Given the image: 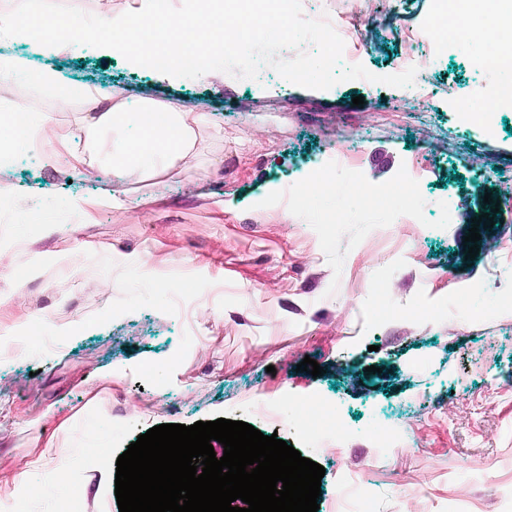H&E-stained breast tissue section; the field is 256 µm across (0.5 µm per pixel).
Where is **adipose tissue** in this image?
<instances>
[{"label":"adipose tissue","instance_id":"ef3b65f1","mask_svg":"<svg viewBox=\"0 0 512 512\" xmlns=\"http://www.w3.org/2000/svg\"><path fill=\"white\" fill-rule=\"evenodd\" d=\"M478 9V0H458V12L478 49L474 62L507 74L496 96L473 112V121L481 123L499 110L502 99L512 96V30L479 16ZM0 81L48 91L62 102L77 97L88 107L73 134L56 133L48 114L0 108V129L5 132L0 153L16 146L37 153L44 163L54 165L65 159L76 168L109 162L114 196L121 191V179L129 176L149 184L169 172L186 174V160L195 152L202 129L211 123L206 113L175 101H120L110 111H99L97 93L90 86L64 80L24 56L0 61Z\"/></svg>","mask_w":512,"mask_h":512}]
</instances>
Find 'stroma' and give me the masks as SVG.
Listing matches in <instances>:
<instances>
[{
  "label": "stroma",
  "instance_id": "stroma-1",
  "mask_svg": "<svg viewBox=\"0 0 512 512\" xmlns=\"http://www.w3.org/2000/svg\"><path fill=\"white\" fill-rule=\"evenodd\" d=\"M357 7L356 63L404 71L403 41L421 37L432 0ZM19 54L99 88L101 109L182 100L212 124L189 177L132 178L117 201L105 166L76 175L22 150L0 165L12 214L0 223V504L62 512L76 497L82 512H119L116 461L138 435L225 418L322 465L323 506L340 495L344 512H512V111L469 118L497 70L422 37L404 89L315 91L269 67L247 82L166 81L90 46L0 42V56ZM3 106L49 113L65 133L85 110L0 88ZM348 152L352 166L337 165ZM320 168L344 191L299 211L295 190ZM410 171L414 194L366 196ZM488 194L499 211L479 233L496 247L469 261ZM307 357L323 376L298 371ZM313 398L317 428L302 409ZM381 426L392 447H371ZM343 429L350 441L329 451ZM59 467L69 485L42 497Z\"/></svg>",
  "mask_w": 512,
  "mask_h": 512
}]
</instances>
